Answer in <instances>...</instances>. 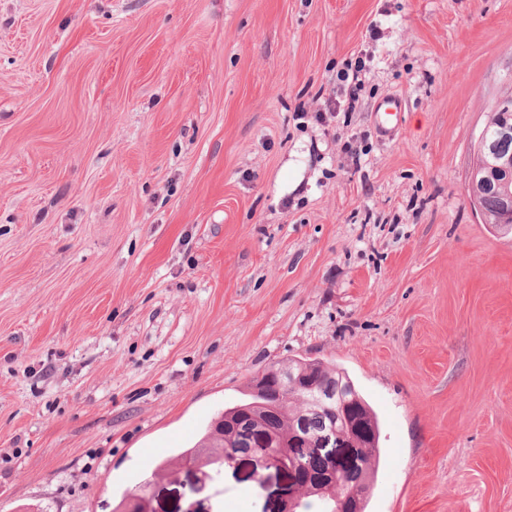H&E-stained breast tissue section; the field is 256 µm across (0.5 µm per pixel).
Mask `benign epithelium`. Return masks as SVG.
Returning a JSON list of instances; mask_svg holds the SVG:
<instances>
[{"label":"benign epithelium","instance_id":"benign-epithelium-1","mask_svg":"<svg viewBox=\"0 0 512 512\" xmlns=\"http://www.w3.org/2000/svg\"><path fill=\"white\" fill-rule=\"evenodd\" d=\"M512 155H506L490 166L485 175V187L501 193L508 204L502 215L496 219L491 218L482 209L481 200L475 196L472 203L480 209L483 222L496 224L505 230L512 226ZM276 435L270 428L258 427L246 420L237 426L233 449L225 465L234 467L243 460L250 461L252 474L258 483L264 482L260 472L273 469L277 473L288 476L290 486L299 487V484L315 480L324 483L326 493L336 497L337 481L342 478H352L355 486L353 493L362 495L366 492L364 484L355 480V477L364 466V456L367 451L362 444L360 425L358 421L347 423V432L342 433L334 427L325 429L316 434H305L300 430L292 433V440L288 459L281 461L272 457L270 448L274 447Z\"/></svg>","mask_w":512,"mask_h":512}]
</instances>
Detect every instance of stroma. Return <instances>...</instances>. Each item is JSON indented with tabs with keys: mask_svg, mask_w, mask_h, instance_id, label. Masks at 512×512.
I'll use <instances>...</instances> for the list:
<instances>
[{
	"mask_svg": "<svg viewBox=\"0 0 512 512\" xmlns=\"http://www.w3.org/2000/svg\"><path fill=\"white\" fill-rule=\"evenodd\" d=\"M511 87L512 0H0V512H277L154 471L306 357L378 418L365 512H512V234L467 194ZM498 106L504 107L508 106L511 108V115H512V90L510 89V92H506L503 94L501 99L496 103L494 108L492 109V116L489 120V122L484 127V131L487 137V140L489 143L495 142L498 140V126L499 122L501 120L500 114V108ZM487 140L484 137V134L481 132L477 139V154L479 157H482L484 153H489L491 155H494L495 157H498L496 154V148L493 144H488Z\"/></svg>",
	"mask_w": 512,
	"mask_h": 512,
	"instance_id": "stroma-1",
	"label": "stroma"
}]
</instances>
